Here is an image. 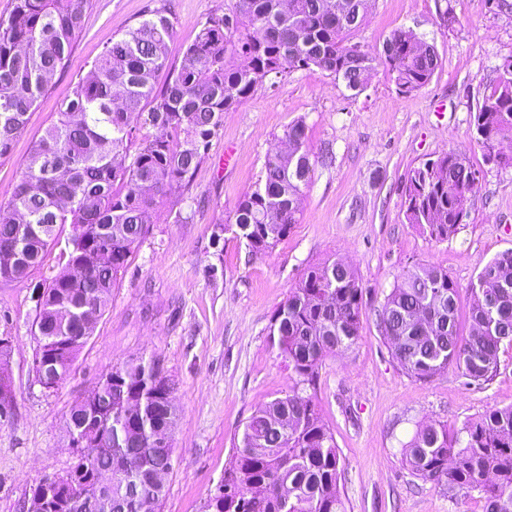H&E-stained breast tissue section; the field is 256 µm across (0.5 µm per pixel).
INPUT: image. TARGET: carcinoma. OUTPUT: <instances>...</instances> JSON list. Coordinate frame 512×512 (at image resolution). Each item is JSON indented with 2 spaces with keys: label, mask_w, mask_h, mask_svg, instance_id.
<instances>
[{
  "label": "carcinoma",
  "mask_w": 512,
  "mask_h": 512,
  "mask_svg": "<svg viewBox=\"0 0 512 512\" xmlns=\"http://www.w3.org/2000/svg\"><path fill=\"white\" fill-rule=\"evenodd\" d=\"M368 0H236L229 14L209 18L180 64L168 56L174 24L154 12L106 46L87 75L62 102L24 164L12 197L0 203V252L12 255L0 280L21 283L51 249L66 252L60 271L43 287L33 322L37 348L50 371L65 376L105 312L153 218L174 186L187 184L208 155L224 113L256 87L284 74L318 69L356 93L374 63L384 65L399 92L430 83L441 66L435 47L396 29L381 54L354 51ZM89 0H12L0 16V157L67 66L82 32ZM240 57L234 68L227 54ZM481 147L512 141V70L499 71L473 115ZM291 150L265 156L264 172L233 215L236 233L253 252L274 248L299 222L300 203L318 160L306 146V124L284 129ZM479 171L448 151L413 169L405 187V218L437 240L455 235ZM71 225L61 238L60 227ZM362 292L354 270L341 260L311 268L276 310L270 339L288 367V394L254 412L236 445V463L224 486L240 495L208 498L203 512H346L340 491V452L313 396L324 360L359 339ZM460 299L448 271L419 264L403 273L385 296L378 328L404 372L427 380L454 366L467 386L491 382L499 354L512 349V251L485 264L469 288L468 335L460 332ZM173 382L155 360L139 358L115 368L94 397L75 403L69 429L100 423L109 433L97 448L77 449L59 482L37 485L36 498L66 486L94 489L95 472L112 473L119 512H160L165 485L154 478L173 468L174 448L156 454L150 436L172 430L175 405L165 393ZM412 475L448 489L476 491L483 512H512V406L465 422L420 427L403 446ZM288 489L283 502L277 488Z\"/></svg>",
  "instance_id": "cac0c4a2"
}]
</instances>
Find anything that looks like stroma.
I'll list each match as a JSON object with an SVG mask.
<instances>
[{
  "label": "stroma",
  "instance_id": "obj_1",
  "mask_svg": "<svg viewBox=\"0 0 512 512\" xmlns=\"http://www.w3.org/2000/svg\"><path fill=\"white\" fill-rule=\"evenodd\" d=\"M234 4L90 0L66 71L53 76L10 155L0 158V201L11 197L59 103L113 39L154 11H167L174 22L168 55L177 63L202 24ZM396 29L422 36L440 56V70L418 91L400 94L381 65L356 95L319 70L295 71L225 113L207 159L159 209L56 389L41 388L32 372L36 296L59 270L56 254L27 281L0 283V336L12 342L13 395L11 416L0 424V512H24L42 479L70 469L76 461L70 407L137 357L155 360L174 382V464L164 478L161 512H202L235 462L244 423L289 390L288 369L268 336L274 312L304 273L333 258L355 270L363 297L359 340L326 358L316 399L340 450L346 512H483L478 492L452 493L415 478L401 447L418 425L453 431L512 406V350L501 352L497 376L482 387L464 385L453 368L418 381L392 357L377 313L397 277L414 265L446 269L464 298L480 268L512 250V165L485 164L473 131L498 65L512 56V13H491L486 0H370L352 41L375 55ZM300 118L308 149L332 162L317 166L299 223L272 250L252 252L228 226L266 154L287 150L283 131ZM228 146L237 156L229 167ZM449 151L480 176L468 217L453 237L437 241L407 223L404 192L412 169ZM188 197L201 202L192 223L168 222L169 209Z\"/></svg>",
  "mask_w": 512,
  "mask_h": 512
}]
</instances>
